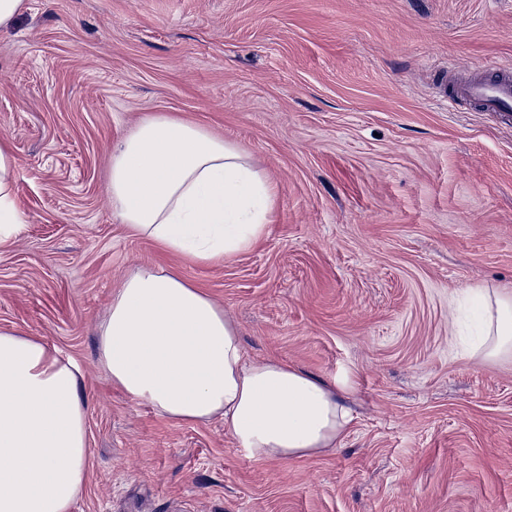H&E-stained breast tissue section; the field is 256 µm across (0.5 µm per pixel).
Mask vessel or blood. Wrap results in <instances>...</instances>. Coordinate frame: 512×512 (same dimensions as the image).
I'll return each instance as SVG.
<instances>
[{
	"label": "vessel or blood",
	"instance_id": "1",
	"mask_svg": "<svg viewBox=\"0 0 512 512\" xmlns=\"http://www.w3.org/2000/svg\"><path fill=\"white\" fill-rule=\"evenodd\" d=\"M448 100L467 101L482 111L512 115V75L502 73L496 77L476 74L467 79L448 72Z\"/></svg>",
	"mask_w": 512,
	"mask_h": 512
}]
</instances>
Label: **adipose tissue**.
I'll list each match as a JSON object with an SVG mask.
<instances>
[{
	"mask_svg": "<svg viewBox=\"0 0 512 512\" xmlns=\"http://www.w3.org/2000/svg\"><path fill=\"white\" fill-rule=\"evenodd\" d=\"M18 162L0 141V246L24 229ZM107 190L121 223L187 264H218L263 237L277 190L237 145L169 115L140 122L112 154ZM474 353L512 351V292L480 288ZM100 362L115 388L179 422L220 416L254 461L335 447L350 421L326 382L275 359L248 360L201 288L154 266L112 293ZM80 370L56 348L0 329V512H73L87 473Z\"/></svg>",
	"mask_w": 512,
	"mask_h": 512,
	"instance_id": "1",
	"label": "adipose tissue"
}]
</instances>
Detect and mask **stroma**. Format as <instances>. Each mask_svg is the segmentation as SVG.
<instances>
[{"label": "stroma", "mask_w": 512, "mask_h": 512, "mask_svg": "<svg viewBox=\"0 0 512 512\" xmlns=\"http://www.w3.org/2000/svg\"><path fill=\"white\" fill-rule=\"evenodd\" d=\"M449 63L512 69V0H26L0 30L25 222L0 247V328L81 370L75 512H512V359L468 352L470 289L512 292V118L449 104ZM160 113L277 187L250 252L187 265L113 216L112 150ZM148 264L221 305L248 359L335 384L341 442L256 462L222 419L115 389L97 329Z\"/></svg>", "instance_id": "stroma-1"}]
</instances>
